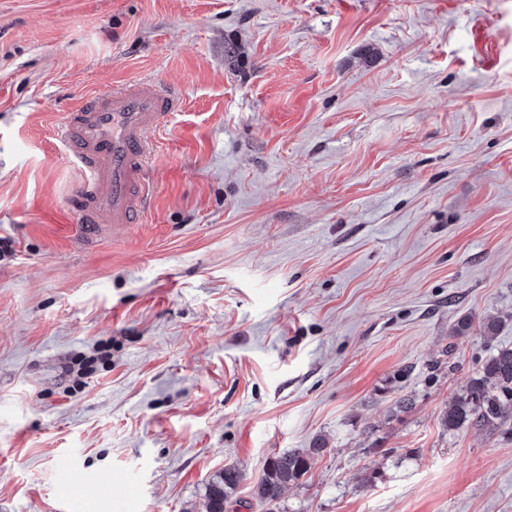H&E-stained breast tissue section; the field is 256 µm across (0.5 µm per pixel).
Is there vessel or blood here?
<instances>
[{
  "instance_id": "1",
  "label": "vessel or blood",
  "mask_w": 512,
  "mask_h": 512,
  "mask_svg": "<svg viewBox=\"0 0 512 512\" xmlns=\"http://www.w3.org/2000/svg\"><path fill=\"white\" fill-rule=\"evenodd\" d=\"M180 102L179 93L160 82H125L91 95L55 127L66 160L80 172L68 210L77 220L81 243L93 244L108 230L138 222L148 200L152 149L147 134ZM64 485L82 498L105 497L112 491V475L82 482L69 471Z\"/></svg>"
}]
</instances>
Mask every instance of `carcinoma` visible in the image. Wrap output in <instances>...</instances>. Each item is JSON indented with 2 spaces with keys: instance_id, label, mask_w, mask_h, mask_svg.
Returning a JSON list of instances; mask_svg holds the SVG:
<instances>
[{
  "instance_id": "obj_1",
  "label": "carcinoma",
  "mask_w": 512,
  "mask_h": 512,
  "mask_svg": "<svg viewBox=\"0 0 512 512\" xmlns=\"http://www.w3.org/2000/svg\"><path fill=\"white\" fill-rule=\"evenodd\" d=\"M512 418V348L492 354L472 377L464 394L452 400L442 416L450 431L474 426L494 428ZM325 449L318 440L311 448H299L267 459L264 477L256 489L257 498L273 505L292 481L304 475L313 457ZM241 472L229 466L218 472L206 487L207 512H225L227 501L238 487Z\"/></svg>"
}]
</instances>
